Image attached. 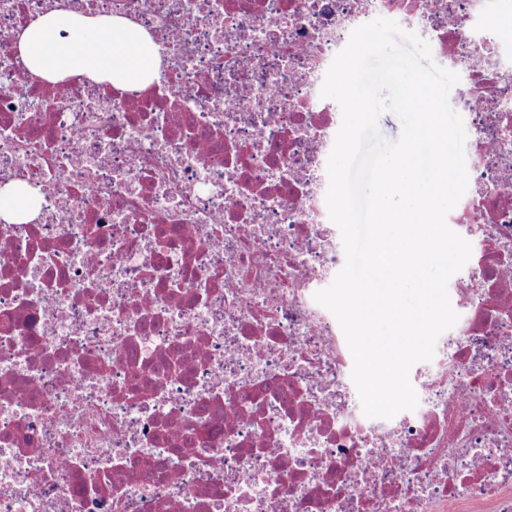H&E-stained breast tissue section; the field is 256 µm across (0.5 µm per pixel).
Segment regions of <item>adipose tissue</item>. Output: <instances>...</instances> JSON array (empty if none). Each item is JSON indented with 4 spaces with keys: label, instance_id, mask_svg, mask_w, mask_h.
<instances>
[{
    "label": "adipose tissue",
    "instance_id": "1",
    "mask_svg": "<svg viewBox=\"0 0 512 512\" xmlns=\"http://www.w3.org/2000/svg\"><path fill=\"white\" fill-rule=\"evenodd\" d=\"M15 45L28 73L47 85L80 80L143 88L158 77L161 60L149 33L124 18L85 11L69 0L18 31ZM38 189L18 181L0 187V220H38Z\"/></svg>",
    "mask_w": 512,
    "mask_h": 512
}]
</instances>
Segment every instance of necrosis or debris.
<instances>
[{"label":"necrosis or debris","instance_id":"necrosis-or-debris-1","mask_svg":"<svg viewBox=\"0 0 512 512\" xmlns=\"http://www.w3.org/2000/svg\"><path fill=\"white\" fill-rule=\"evenodd\" d=\"M163 60L144 89L30 77L0 0V512H512V41L484 0H79ZM463 73L472 248L414 410L364 415L314 295L341 264L319 85L376 17ZM38 189L18 181L0 188V219L9 224H28L38 220L41 209Z\"/></svg>","mask_w":512,"mask_h":512}]
</instances>
